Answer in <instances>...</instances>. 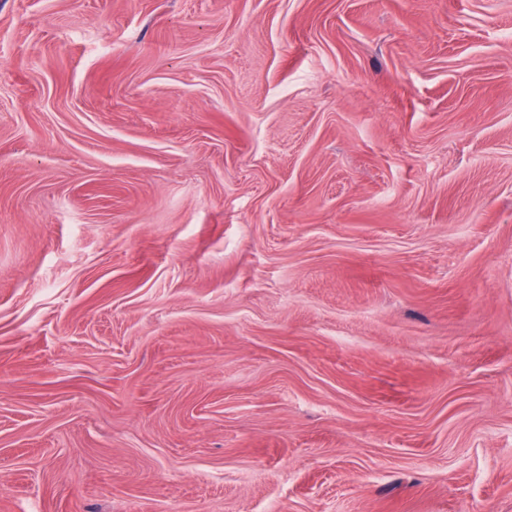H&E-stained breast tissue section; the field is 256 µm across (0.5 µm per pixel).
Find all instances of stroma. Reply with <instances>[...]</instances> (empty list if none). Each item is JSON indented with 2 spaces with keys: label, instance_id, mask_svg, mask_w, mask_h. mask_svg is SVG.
Listing matches in <instances>:
<instances>
[{
  "label": "stroma",
  "instance_id": "stroma-1",
  "mask_svg": "<svg viewBox=\"0 0 512 512\" xmlns=\"http://www.w3.org/2000/svg\"><path fill=\"white\" fill-rule=\"evenodd\" d=\"M0 512H512V0H0Z\"/></svg>",
  "mask_w": 512,
  "mask_h": 512
}]
</instances>
